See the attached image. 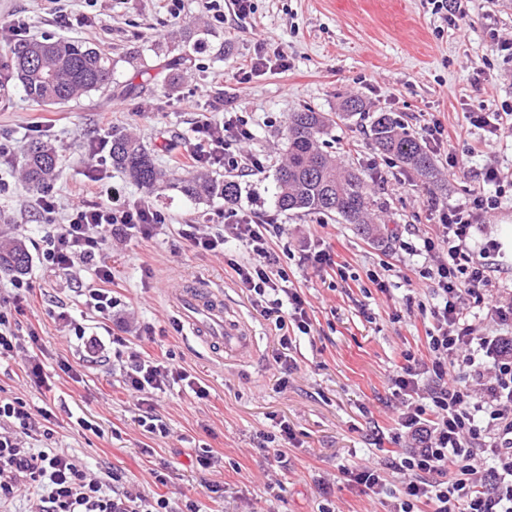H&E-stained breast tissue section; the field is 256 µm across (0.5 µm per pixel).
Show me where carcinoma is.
<instances>
[{
    "mask_svg": "<svg viewBox=\"0 0 512 512\" xmlns=\"http://www.w3.org/2000/svg\"><path fill=\"white\" fill-rule=\"evenodd\" d=\"M14 76L27 99L39 106L64 104L79 94L104 92L112 86L114 65L100 49L82 42L57 40L25 43L14 49ZM335 124L331 114L311 110L288 117L286 158L277 169L274 206L280 212L337 214L356 226L364 237L376 240L372 191L363 174L341 166L336 157L320 148V140ZM376 148L431 181L436 177L433 157L417 138L387 112L371 125ZM112 166L125 172L149 192L163 187L178 189L191 199L219 197L236 205L242 198L240 183L231 176L220 179L201 168L186 179H167L156 166L152 151L128 132L112 134L109 149ZM27 185L41 191L51 187L60 169L54 145L33 141L22 156ZM30 256L18 236L0 235V272L24 274Z\"/></svg>",
    "mask_w": 512,
    "mask_h": 512,
    "instance_id": "cac0c4a2",
    "label": "carcinoma"
}]
</instances>
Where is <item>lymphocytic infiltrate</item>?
Here are the masks:
<instances>
[{"mask_svg": "<svg viewBox=\"0 0 512 512\" xmlns=\"http://www.w3.org/2000/svg\"><path fill=\"white\" fill-rule=\"evenodd\" d=\"M244 117L204 120L195 128L190 157L195 165H237L231 143L250 140ZM105 200L71 204L58 228L50 231L44 261L59 272L75 263L89 266L98 287L84 291L86 305L108 315L116 306L109 284L112 269L100 255L112 239L149 238L166 222L145 202L122 200L105 188ZM494 197L477 196L472 205L443 208L434 235L423 249L433 258L421 270L431 285L429 300L417 307L427 319L426 356L405 353L390 379L401 398L398 424L409 448L388 451L372 466L342 467L350 484L384 496L388 512H512V335L478 334L473 308L501 326H512V301L493 287L490 261L498 248L486 242L481 254L469 248L479 214L496 208ZM271 219L252 210L228 212L213 234L186 231L196 253H220L228 240L245 249L244 260L229 261L231 277L254 309L277 323L309 334L308 303L289 284L288 273L269 235ZM39 336L22 331L0 313V359L20 360L37 389H49ZM185 383L197 397L207 390L187 370L169 367L163 356L131 351L125 384L139 404L170 383ZM49 408L31 409L20 399L0 398V510L21 495L35 497V512H172L164 495L146 497L112 492L74 456L56 448H32L29 440L51 438Z\"/></svg>", "mask_w": 512, "mask_h": 512, "instance_id": "obj_1", "label": "lymphocytic infiltrate"}]
</instances>
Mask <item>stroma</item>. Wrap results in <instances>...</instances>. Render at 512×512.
<instances>
[{
  "instance_id": "obj_1",
  "label": "stroma",
  "mask_w": 512,
  "mask_h": 512,
  "mask_svg": "<svg viewBox=\"0 0 512 512\" xmlns=\"http://www.w3.org/2000/svg\"><path fill=\"white\" fill-rule=\"evenodd\" d=\"M245 17L225 10L214 24L201 0H182L172 13L167 0H69L72 27L61 28L47 0H0V26L14 19L30 23L34 39L81 40L106 53L115 66L110 91L40 107L28 101L16 81L0 86V134L17 151L35 139L50 141L62 155L52 187L63 221L72 202L94 201L88 182L90 148L113 132L136 133L154 151L157 165L173 178L189 176L194 128L206 118L235 112L253 133L241 144L259 156L264 169H235L241 204L274 216L285 232L275 240L280 262L312 311L310 334L292 333L282 350L281 331L263 317L231 280L228 260L244 249L229 241L220 254H192L182 229L187 224L223 223L221 199L194 201L172 189L154 193L104 164L107 183L128 201L159 210L166 222L158 235L105 252L112 266L111 315L87 308L81 289L94 284L90 270H52L41 260L49 229L25 183L19 163L0 166L12 189L0 196V233L21 235L31 257L25 281L41 299L25 309L23 329H35L44 352L50 393L31 387L20 363L0 361V396L32 408L50 406L53 447L78 458L100 475L122 476L125 487L169 497L174 512L187 500L204 512H386L381 501L359 487L336 482L322 491L323 478L344 465H371L383 448H403L396 424V399L388 377L405 351H419L425 334L415 308L427 282L420 275L429 258L422 239L439 221V208L464 204L496 187L482 180L498 170L509 186L496 209L484 213L483 231L470 246L496 240L495 277L512 290V55L497 46L512 41V0H457L454 15L434 13L428 0H252ZM204 36L205 49L190 52L182 75L170 82L168 63L189 42ZM269 64L252 70L256 57ZM134 92H127V85ZM357 96L366 111L340 117L341 103ZM335 114L324 141L329 152L358 169L373 190L381 238L369 241L354 225L323 214L276 210L272 189L285 158L288 115L301 109ZM390 113L409 132L438 122L448 138L429 147L440 172L435 194L418 174L374 148L371 122ZM468 112H502L499 137L484 146L485 132ZM455 155L456 175L446 158ZM332 243L349 266L342 281L328 268L299 265L301 250ZM391 263L385 271L383 263ZM385 281L377 288L370 273ZM207 284L223 293L224 305L253 328L248 350L222 362L180 318L173 303L182 288ZM66 307L70 320L58 318ZM106 339L87 355L74 330ZM167 351L174 367L186 369L208 390L197 398L174 384L156 393L152 412L165 423L161 435L146 431L144 414L129 392L120 356L124 347ZM286 387H279V379ZM84 418L90 429L80 428ZM288 421L292 441L278 439ZM386 440L377 444L375 429ZM286 462L269 474L262 448L267 435ZM212 451L220 463L209 472L195 457ZM163 472L166 483L155 475Z\"/></svg>"
}]
</instances>
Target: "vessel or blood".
Returning a JSON list of instances; mask_svg holds the SVG:
<instances>
[{
    "mask_svg": "<svg viewBox=\"0 0 512 512\" xmlns=\"http://www.w3.org/2000/svg\"><path fill=\"white\" fill-rule=\"evenodd\" d=\"M177 311L192 331L209 346L233 358L250 345L245 322L228 318L222 294L214 289H183L177 297Z\"/></svg>",
    "mask_w": 512,
    "mask_h": 512,
    "instance_id": "obj_1",
    "label": "vessel or blood"
}]
</instances>
